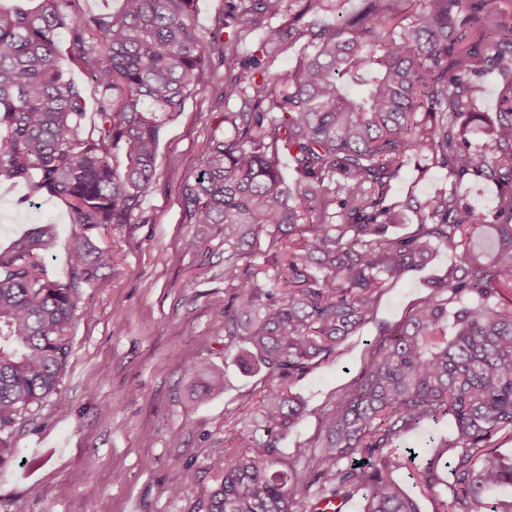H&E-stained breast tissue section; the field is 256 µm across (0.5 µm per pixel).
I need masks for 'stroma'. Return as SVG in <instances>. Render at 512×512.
<instances>
[{"instance_id": "obj_1", "label": "stroma", "mask_w": 512, "mask_h": 512, "mask_svg": "<svg viewBox=\"0 0 512 512\" xmlns=\"http://www.w3.org/2000/svg\"><path fill=\"white\" fill-rule=\"evenodd\" d=\"M224 68L212 64L183 112L162 130L156 179L131 223L96 235L111 249L110 270L85 287L67 331L69 353L59 391L18 426L13 465L0 470V512H195L214 484L212 461L229 450L239 421L260 413L264 372L242 373L224 334V227L186 220L182 187L193 181L208 143L225 132L218 94ZM447 170L408 165L392 194L404 199L450 188ZM54 224L57 237L40 264L51 279L69 276L75 227L58 198H31L0 178V251L29 229ZM437 253L415 277L388 288L369 322L326 362L289 389L306 403L301 422L281 440L284 455L314 454L321 418L358 374L382 323L399 321L444 275ZM202 363L224 372V390L195 407L183 400L185 369ZM179 496H171V487Z\"/></svg>"}]
</instances>
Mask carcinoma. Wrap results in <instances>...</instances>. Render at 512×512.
I'll return each instance as SVG.
<instances>
[{"label":"carcinoma","instance_id":"carcinoma-1","mask_svg":"<svg viewBox=\"0 0 512 512\" xmlns=\"http://www.w3.org/2000/svg\"><path fill=\"white\" fill-rule=\"evenodd\" d=\"M76 2L0 9V176L60 199L80 229L67 283L34 261L53 247V224L0 252V469L17 454L16 425L58 390L83 287L112 268L97 230L131 223L155 179L162 127L216 55L221 98L241 106L224 113L228 134L209 142L182 195L188 223L224 225V281L234 289L224 335L242 340L233 360L243 372L265 369L266 388L262 420H241L231 439L240 452L212 464L218 476L199 512H316L358 493L363 512H421L392 472L410 470L432 494L444 468L453 498L435 512H482L512 486V462L495 445L512 436V22L488 0H362L355 16L317 33L298 27L303 0H229L205 40L196 0H122L113 12ZM285 13L288 37L312 47L288 77L273 68L279 29L240 60V45ZM68 59L98 90L99 123L87 133ZM486 71L503 76L493 122L478 105ZM282 155L298 195L283 187ZM414 156L448 170L451 188L393 200ZM480 179L503 186L491 212L461 193ZM407 210L414 230L389 232ZM262 239L261 281L247 258ZM439 250L448 273L400 321L379 326L360 373L322 417V453L280 468V440L306 410L285 380L328 360L373 319L385 288ZM223 390L224 372L191 370L189 401ZM443 419L453 435L431 454L395 455L396 440Z\"/></svg>","mask_w":512,"mask_h":512}]
</instances>
